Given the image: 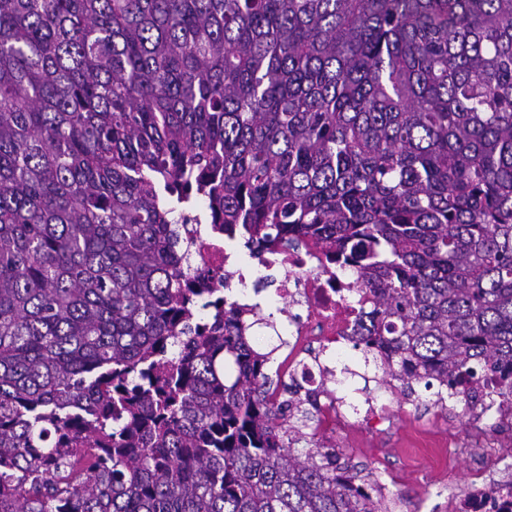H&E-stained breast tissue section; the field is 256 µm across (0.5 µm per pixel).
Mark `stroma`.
Returning a JSON list of instances; mask_svg holds the SVG:
<instances>
[{
  "label": "stroma",
  "mask_w": 512,
  "mask_h": 512,
  "mask_svg": "<svg viewBox=\"0 0 512 512\" xmlns=\"http://www.w3.org/2000/svg\"><path fill=\"white\" fill-rule=\"evenodd\" d=\"M336 363L353 370L357 401L379 394L382 372L365 364L361 351L338 350ZM415 390L398 398L399 413L350 415L324 441L378 487L383 512H454L474 481L512 482V427L499 426L492 410L482 423L465 424L460 414L435 406L434 390L420 383Z\"/></svg>",
  "instance_id": "obj_1"
}]
</instances>
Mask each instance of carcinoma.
<instances>
[{
  "label": "carcinoma",
  "mask_w": 512,
  "mask_h": 512,
  "mask_svg": "<svg viewBox=\"0 0 512 512\" xmlns=\"http://www.w3.org/2000/svg\"><path fill=\"white\" fill-rule=\"evenodd\" d=\"M189 177L352 265L384 388L512 404V0H0V512H378L196 309Z\"/></svg>",
  "instance_id": "carcinoma-1"
}]
</instances>
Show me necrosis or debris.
<instances>
[{
    "instance_id": "1",
    "label": "necrosis or debris",
    "mask_w": 512,
    "mask_h": 512,
    "mask_svg": "<svg viewBox=\"0 0 512 512\" xmlns=\"http://www.w3.org/2000/svg\"><path fill=\"white\" fill-rule=\"evenodd\" d=\"M200 263L224 276V297L252 322L265 309L279 315L280 335L288 339V353L277 373L299 384L303 393L321 396L317 421L311 430L320 438L334 433L342 418L340 393L347 377L337 376L323 357L336 346L355 343L375 322L374 301L362 292L353 268L330 262L314 242L279 245L259 256L241 252L221 233L202 225L201 214L184 213ZM262 274L275 285L274 298H264L253 277ZM333 388H326V379ZM456 512H512V491L481 485L461 496Z\"/></svg>"
}]
</instances>
